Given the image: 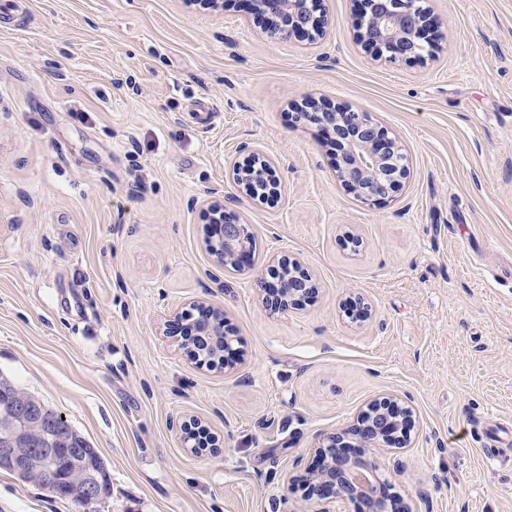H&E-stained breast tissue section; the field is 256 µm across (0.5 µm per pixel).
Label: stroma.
I'll return each mask as SVG.
<instances>
[{
  "mask_svg": "<svg viewBox=\"0 0 512 512\" xmlns=\"http://www.w3.org/2000/svg\"><path fill=\"white\" fill-rule=\"evenodd\" d=\"M425 4L439 54L393 63L357 42V0H326L315 48L247 26L244 0H0V376L100 452L95 512H287L315 435L392 394L415 409L411 447L371 455L394 493L512 512V0ZM310 97L396 138L395 197L337 179L326 135L294 119ZM253 145L285 161L276 199L229 176ZM212 196L258 269L300 258L317 291L299 310L214 266ZM199 298L223 304L233 366L162 335ZM192 416L222 453L184 448ZM0 512L83 509L0 470Z\"/></svg>",
  "mask_w": 512,
  "mask_h": 512,
  "instance_id": "1",
  "label": "stroma"
}]
</instances>
